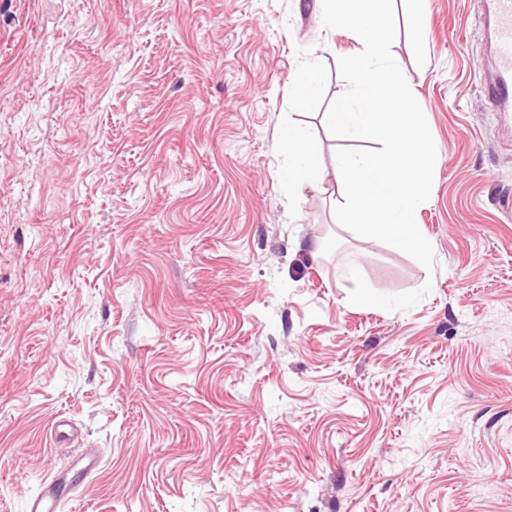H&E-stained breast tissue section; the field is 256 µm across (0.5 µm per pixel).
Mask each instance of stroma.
<instances>
[{"instance_id": "1", "label": "stroma", "mask_w": 512, "mask_h": 512, "mask_svg": "<svg viewBox=\"0 0 512 512\" xmlns=\"http://www.w3.org/2000/svg\"><path fill=\"white\" fill-rule=\"evenodd\" d=\"M394 3L430 268L337 224L360 45L316 0H0V512L87 448L62 512H512V112L477 0ZM291 124L325 174L297 191ZM321 84L320 70L309 62L302 63L296 71L292 82L293 96L301 107L316 97Z\"/></svg>"}]
</instances>
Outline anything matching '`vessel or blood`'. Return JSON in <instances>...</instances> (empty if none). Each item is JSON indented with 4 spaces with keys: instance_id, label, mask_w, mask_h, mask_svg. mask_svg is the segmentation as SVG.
<instances>
[{
    "instance_id": "vessel-or-blood-1",
    "label": "vessel or blood",
    "mask_w": 512,
    "mask_h": 512,
    "mask_svg": "<svg viewBox=\"0 0 512 512\" xmlns=\"http://www.w3.org/2000/svg\"><path fill=\"white\" fill-rule=\"evenodd\" d=\"M486 23L490 34V55L480 65L488 102L503 111H512V0H485ZM66 476L57 470L43 491L29 503V512H57V486Z\"/></svg>"
}]
</instances>
